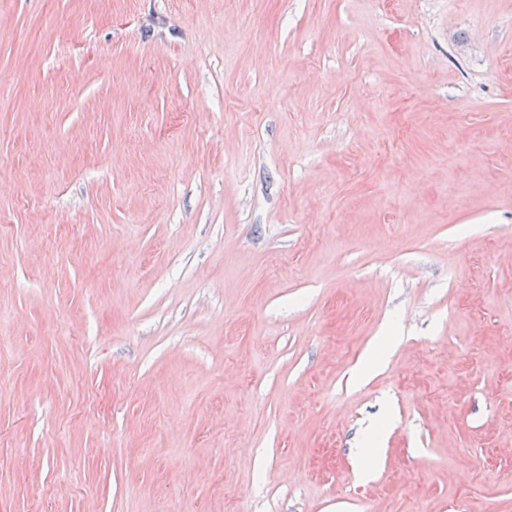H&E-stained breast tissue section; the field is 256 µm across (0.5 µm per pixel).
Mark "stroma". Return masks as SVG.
<instances>
[{"label": "stroma", "instance_id": "35a3bbf8", "mask_svg": "<svg viewBox=\"0 0 512 512\" xmlns=\"http://www.w3.org/2000/svg\"><path fill=\"white\" fill-rule=\"evenodd\" d=\"M0 512H512V0H0Z\"/></svg>", "mask_w": 512, "mask_h": 512}]
</instances>
